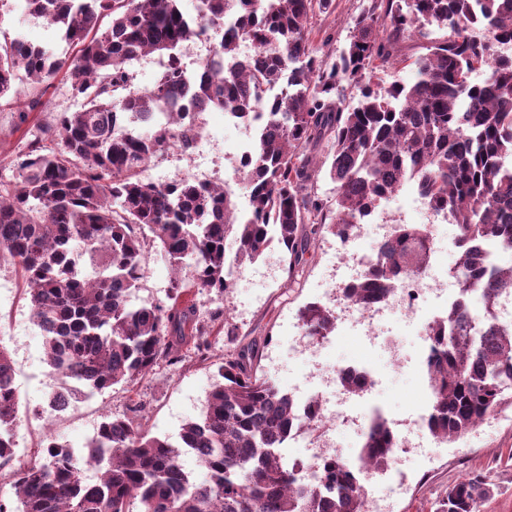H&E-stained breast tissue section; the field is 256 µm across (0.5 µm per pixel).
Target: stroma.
Segmentation results:
<instances>
[{
	"mask_svg": "<svg viewBox=\"0 0 512 512\" xmlns=\"http://www.w3.org/2000/svg\"><path fill=\"white\" fill-rule=\"evenodd\" d=\"M365 2L329 0L327 9L312 19L311 44L324 54L340 52ZM446 34V29L426 25L399 42L393 62L377 72L380 90L411 83L416 74L414 60L425 55L428 47ZM19 35L35 44L56 46L61 52L67 49L57 28L26 13L24 0H7L5 16L0 19V42L8 43ZM80 105V100L71 94L69 82L61 75L43 85L38 107H31L26 96L0 100V179H13V161L37 135L39 125L52 122L59 113L75 111ZM200 131V147L188 151L174 147L159 153L144 169V177L157 183L194 176L217 186L231 183L239 208L248 209L249 189L246 183L236 182L234 167L225 161L224 155L248 141L249 130L243 123L229 120L224 112L214 110L202 114ZM339 246V239L333 235L320 238L293 279L284 269L280 248L271 246L257 260L238 265L236 287L221 294L195 290L193 265H183L174 273L164 258L156 252H146L145 276L132 296L133 304L166 303L170 278L175 275L192 286L191 298L201 320L208 321L215 311L226 312L237 328L236 336L225 335L223 323H211L208 360H199L190 353L176 365L159 363L132 384H118L76 399L68 409L54 414L47 411V398L58 381L46 363L41 333L30 319L25 285L12 261L0 259V343L14 361L22 418L16 433V455L0 468V483H8L20 466L41 461L47 437L69 445L75 453H83L105 417H124L135 407L140 408L142 422L151 434L177 438L186 422L200 417L207 394L217 379L219 363L240 342H261L259 374L281 391L295 392L304 385L311 367L304 359L281 354L276 341L283 336L304 335L298 319L300 307L308 303L327 305L324 284L347 273L333 259ZM404 344L412 362L409 367L397 369L382 352L366 348L360 337L343 330L333 335L320 365L330 370L369 363L379 380L372 402L403 427L418 414L427 390L418 352L419 339L408 336ZM396 466L402 485L390 500L388 512H436L449 486L468 471L482 473L498 487L494 497L480 504L479 512H512V406H503L495 416L452 443L423 435L420 447L403 455Z\"/></svg>",
	"mask_w": 512,
	"mask_h": 512,
	"instance_id": "obj_1",
	"label": "stroma"
}]
</instances>
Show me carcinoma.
<instances>
[{
	"label": "carcinoma",
	"mask_w": 512,
	"mask_h": 512,
	"mask_svg": "<svg viewBox=\"0 0 512 512\" xmlns=\"http://www.w3.org/2000/svg\"><path fill=\"white\" fill-rule=\"evenodd\" d=\"M328 0H198L187 18L177 0H25L26 12L60 25L72 56L17 36L0 44V99L19 95L25 76L37 95L62 73L80 109L40 128L56 137L44 151L34 139L17 160L18 176L0 181V257L19 266L31 318L44 339L51 372L87 396L131 384L182 348L207 358L208 325L189 287L170 280V305H134L155 249L171 270L191 262L195 287L226 290L224 249L253 261L272 243L285 251L288 277L325 233L339 240L379 201L406 183L456 226L459 298L429 329L424 373L430 434L453 442L504 404L512 405V264L485 249L512 253V55L489 52L488 40L512 44V0H370L354 20L339 55L309 43L314 15ZM109 19L102 26L103 19ZM448 30L415 61L417 77L381 93L373 78L395 42L418 25ZM213 31L220 40L206 76L179 67L183 43ZM256 53L239 54L241 45ZM159 53L167 64L155 86L129 90L127 66ZM482 72L475 82L472 75ZM361 87L356 105L336 98L343 83ZM213 109L256 125L254 148L241 165L251 216L238 215L234 193L192 179L160 184L142 177L157 153L197 142L199 117ZM336 183L331 203L314 188L312 151ZM423 224H399L377 245L363 276L344 297L368 304L428 259ZM299 319L313 338L336 315L317 303ZM255 341L235 347L218 366L201 416L179 440L150 434L132 418H105L77 459L49 439L45 463L13 474L14 512H365L362 486L338 458L324 463L326 495L296 483L283 453L296 422L293 396L257 374ZM13 361L0 343V467L14 455L20 425ZM396 438L376 416L360 458L377 471L393 463ZM207 472L198 482L182 456ZM99 471L87 480L86 471ZM497 487L468 475L448 488L437 512H478Z\"/></svg>",
	"instance_id": "obj_1"
}]
</instances>
